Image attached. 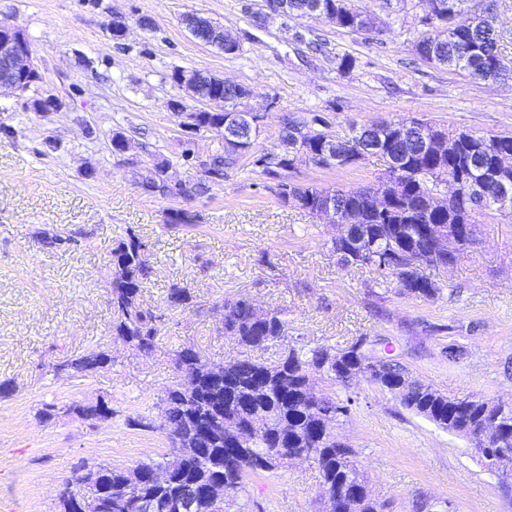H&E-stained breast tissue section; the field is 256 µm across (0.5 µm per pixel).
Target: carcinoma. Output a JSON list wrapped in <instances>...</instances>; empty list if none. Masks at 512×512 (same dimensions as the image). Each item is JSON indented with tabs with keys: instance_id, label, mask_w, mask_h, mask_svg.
<instances>
[{
	"instance_id": "obj_1",
	"label": "carcinoma",
	"mask_w": 512,
	"mask_h": 512,
	"mask_svg": "<svg viewBox=\"0 0 512 512\" xmlns=\"http://www.w3.org/2000/svg\"><path fill=\"white\" fill-rule=\"evenodd\" d=\"M454 14L441 21L426 15L425 27L416 42L423 48H435L443 64L460 69L473 77L489 70L509 68L500 48L498 29L488 22H474L460 4L463 0H451ZM203 92L221 96L228 106L239 105L243 95L241 87L206 86ZM395 129L386 132L382 150L399 157L400 169L384 173L383 179L393 181L384 191L398 193L396 212L385 219L370 211L365 187L317 188L280 184L281 198L310 213L325 196L332 197L342 213L348 210L362 211L363 222L356 225V236L366 235L360 245L333 239L332 245L344 267L366 266L383 277L396 279L399 294L411 298L433 299L440 294V287L422 273V266H451L456 256L472 248L476 239L458 228L460 224L477 223L483 213V196L471 192L469 180L482 181L486 195L498 193L496 181L488 177L493 157L512 153V133L483 135L473 132H448L451 138L460 137V153L450 154L439 161L422 152L411 138L408 120L393 121ZM370 134L364 128L352 130V134L335 142L336 155L349 157L363 151L369 144ZM238 156L225 150L211 155L209 163L217 175L236 165ZM169 166L167 159L155 162L146 170L142 189L149 193ZM460 179L458 192L448 200L445 209H429V196L438 192L448 178ZM197 216L184 210L171 213L166 227H189ZM434 225L447 230L448 250L432 246L421 227ZM146 243L134 231L112 248V334L123 337L127 343L142 352H150L156 346L161 316L143 307V288L153 273L145 256ZM408 254L419 259L416 267L402 271L382 269V257ZM222 330L238 338L245 346L263 348L287 333V322L278 312L258 316L251 301L240 298L224 303ZM331 349L318 346L308 351L290 347L279 358L288 368V381L278 382L266 373L265 363L248 356L224 364L215 372L199 362L198 353L186 348L176 352V360L195 372L198 385L195 394L188 396L178 389L168 390L164 399V422L160 425L172 446L191 447L203 426L217 417L241 413L251 420L261 422L251 447L240 450L236 458L229 456L224 441H214L199 448L192 459L183 461L149 458L140 462L137 469L151 472L155 469L170 470L169 483L158 488L148 483L134 490L126 483L122 469L98 465L88 469V475L96 479L88 484L92 493L99 495L103 504L101 512H135L134 498L156 499L159 503L174 500L183 493L203 487L221 479L228 488V501L236 503L238 494L247 492V479L259 471H275L284 466V460L298 453H307L316 464L319 475V497L324 499L336 493L352 497L354 512H381L380 504L367 489L366 478L359 468L356 451L342 442L324 438L318 431L319 414L306 407V368L321 366L330 358ZM367 356L351 345L343 349L327 373L342 375L360 366ZM112 365V358L104 353L89 352L67 361L60 369H72L77 373H90ZM377 380L385 385L407 411L433 423L450 433L476 425L492 414H498L495 424L499 446L489 449L495 454L507 448L512 450V406L501 410L490 400L466 396L444 397L432 386L414 380L408 370L395 360L383 363Z\"/></svg>"
}]
</instances>
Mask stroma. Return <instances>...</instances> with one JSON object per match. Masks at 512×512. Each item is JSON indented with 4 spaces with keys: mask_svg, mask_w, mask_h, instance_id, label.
Listing matches in <instances>:
<instances>
[{
    "mask_svg": "<svg viewBox=\"0 0 512 512\" xmlns=\"http://www.w3.org/2000/svg\"><path fill=\"white\" fill-rule=\"evenodd\" d=\"M377 20L376 31L351 33L320 20L284 16L267 28L251 14L261 0H0V21L22 28L41 79L24 94L0 97V512H55L58 491L83 461L132 470L170 454L162 432L130 426L157 420L166 391L186 377L175 364L180 345H195L212 365L248 355L271 363L283 344L343 348L359 338L391 350L413 377L451 397L477 395L512 403V223L487 215L476 244L457 264L425 267L440 294L423 300L398 294L395 278L367 267H343L332 248L336 227L284 203L279 184L318 188L368 186L383 162L365 157L346 169L298 161L282 177H260L239 158L221 180L190 199L144 193L139 176L159 159L171 174L199 180L182 155L171 108L182 90L174 70H199L255 91L272 107L257 141L280 144L281 120L326 113L340 135L377 121L431 120L451 130L512 133V74L477 81L414 52L425 0H350ZM197 12L223 24L241 45L218 52L181 23ZM153 19L149 30L139 15ZM124 17L129 32L113 39L109 24ZM323 44L315 52L312 41ZM351 56L342 71L338 61ZM52 97L49 114L32 100ZM129 141L112 150L113 134ZM171 209L198 216L195 226L165 228ZM134 228L147 243L154 273L141 300L160 315L151 354L112 334L111 250ZM47 234L74 238L48 248ZM189 299L168 303L172 285ZM250 299L288 322L284 343L246 350L221 328L224 302ZM462 349L449 359L445 348ZM89 351L112 365L91 374L62 370ZM317 389L351 401L337 433L355 448L383 512H430L452 501L456 512H512L498 479L467 441L405 410L390 393L359 379L350 387L314 379ZM108 403L111 420L91 423L77 406ZM54 405L52 417L41 416ZM319 472L293 462L248 480V512H323Z\"/></svg>",
    "mask_w": 512,
    "mask_h": 512,
    "instance_id": "35a3bbf8",
    "label": "stroma"
}]
</instances>
